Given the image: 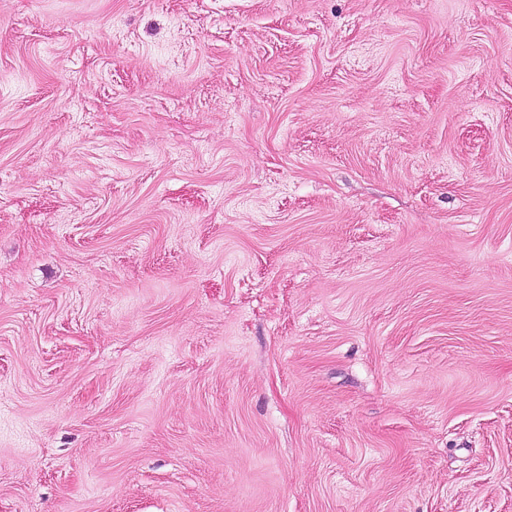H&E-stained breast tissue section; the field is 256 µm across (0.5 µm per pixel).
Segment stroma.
<instances>
[{
    "label": "stroma",
    "instance_id": "35a3bbf8",
    "mask_svg": "<svg viewBox=\"0 0 512 512\" xmlns=\"http://www.w3.org/2000/svg\"><path fill=\"white\" fill-rule=\"evenodd\" d=\"M0 512H512V0H0Z\"/></svg>",
    "mask_w": 512,
    "mask_h": 512
}]
</instances>
